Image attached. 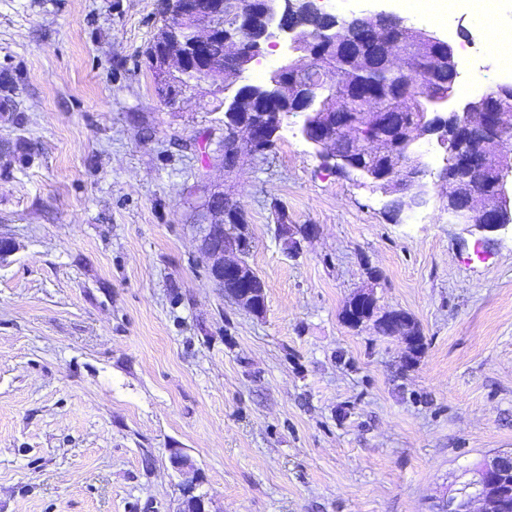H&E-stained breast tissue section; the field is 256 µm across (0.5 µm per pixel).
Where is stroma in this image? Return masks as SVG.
<instances>
[{"mask_svg": "<svg viewBox=\"0 0 512 512\" xmlns=\"http://www.w3.org/2000/svg\"><path fill=\"white\" fill-rule=\"evenodd\" d=\"M159 0H0V512H174L171 452L211 512H438L512 450V230L427 205L393 221L360 175L327 171L290 114L233 173L206 162L226 90L160 99L145 51ZM237 201L256 317L199 250L212 185ZM312 224L299 251L276 209ZM374 288L420 350L343 319Z\"/></svg>", "mask_w": 512, "mask_h": 512, "instance_id": "obj_1", "label": "stroma"}]
</instances>
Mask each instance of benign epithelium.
<instances>
[{
  "label": "benign epithelium",
  "instance_id": "1",
  "mask_svg": "<svg viewBox=\"0 0 512 512\" xmlns=\"http://www.w3.org/2000/svg\"><path fill=\"white\" fill-rule=\"evenodd\" d=\"M165 9L155 39L152 58L159 73L158 96L173 105L194 84L221 71L206 53L213 40L224 42L225 56L237 60L233 72L242 74L262 56L267 48L286 46L282 62L270 73V79L253 84L267 109L258 112L248 123L237 125L246 133L250 150L266 152L276 143L278 133L288 114L306 113L301 135L322 158L329 169L341 173L355 172L389 196L391 216L399 219L426 202L429 186L428 167L421 156L408 153L397 145V139L383 135L370 140L364 128L387 124L382 112L321 111L319 98L323 84L306 79L317 63L320 45H334L345 37L336 21L343 17L325 11L322 0H235L239 17L249 19L261 13L263 24L229 30L224 26V0H164ZM353 20L360 22L373 38H379L387 55L395 59L401 42L394 33L407 21L388 10H364ZM422 42L433 46L435 64H445L457 72L458 62L451 43L434 31L418 29ZM512 100V82H501L460 106L448 115L431 116L419 113V140L437 139L441 146L454 145L450 162L440 172L448 185V199L461 204L448 206V215L469 232H497L512 226V157L500 156L489 162L485 136L501 130L506 115L503 108ZM345 142L342 149L336 142ZM373 146V156L383 159L386 167L373 172L359 163L360 154ZM240 216L237 203L224 196L218 188L210 191L199 225L200 249L207 258V274L212 285L224 297L255 316L266 312L265 284L253 267L243 258L245 239L239 225L224 223V213ZM378 299L375 289L368 288L354 295L353 304L345 313L357 320V311L374 309ZM409 317L400 311L384 313L380 329L400 339L407 347L415 345L407 335ZM512 452L489 456L483 470L474 479L475 492L451 498L443 512H473L472 506L482 504L480 512H512ZM170 463L179 477L181 499L176 512H208L205 496L196 494L199 476L196 469L180 453L173 452Z\"/></svg>",
  "mask_w": 512,
  "mask_h": 512
}]
</instances>
